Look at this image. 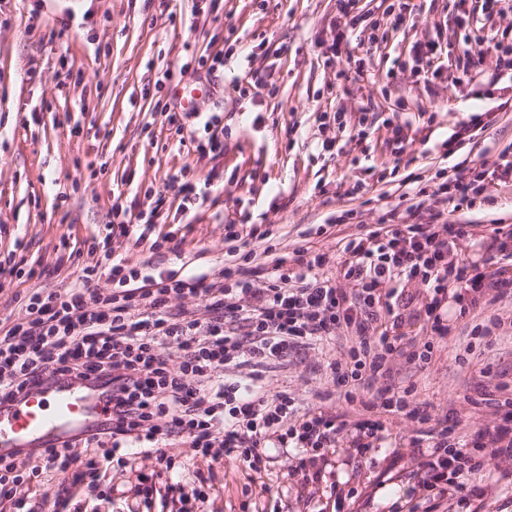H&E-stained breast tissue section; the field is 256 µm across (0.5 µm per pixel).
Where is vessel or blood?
Returning a JSON list of instances; mask_svg holds the SVG:
<instances>
[{
	"instance_id": "b4317fda",
	"label": "vessel or blood",
	"mask_w": 512,
	"mask_h": 512,
	"mask_svg": "<svg viewBox=\"0 0 512 512\" xmlns=\"http://www.w3.org/2000/svg\"><path fill=\"white\" fill-rule=\"evenodd\" d=\"M110 405L77 386L55 387L0 405V455L16 448H48L94 420L111 417Z\"/></svg>"
}]
</instances>
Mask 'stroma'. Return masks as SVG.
<instances>
[{
	"label": "stroma",
	"mask_w": 512,
	"mask_h": 512,
	"mask_svg": "<svg viewBox=\"0 0 512 512\" xmlns=\"http://www.w3.org/2000/svg\"><path fill=\"white\" fill-rule=\"evenodd\" d=\"M413 20L388 32L372 51L339 54L332 49L330 25L336 0H220L218 18L205 26H187L194 5L209 0H0V253H15L27 265L54 262L61 236L85 239L109 220L113 203L137 212L153 207L158 196L173 200L170 175L191 166L197 178L213 180V200L203 205L180 234L189 264L173 253L150 254L123 244L131 263L153 261L184 274L205 267L218 274L224 264V223L247 212L252 223L286 226L290 237L281 247L291 251V236L321 224L326 215L356 209L357 221L336 226L332 235L316 238L317 248L336 260L338 239L357 234L359 224L375 223L379 212L369 206L380 174L391 171L434 173V145L468 120L472 111L497 108L494 124L474 141L471 156L487 158L490 149L512 142V86L489 90L490 64H483L469 84L456 87L437 79L413 84L409 74L385 75L396 56L407 54L413 41L439 38L443 50L458 55L457 14L450 0H416ZM182 15L171 24L169 12ZM246 46L262 45L259 67L266 86L240 97L234 81L247 73L233 58L222 78L210 81V94L199 95L200 112H220L229 136L223 158L198 160L181 145L167 115L154 111L156 71L180 64L185 50L223 46L228 34ZM36 64L39 82L25 71ZM371 105L378 128L358 142L357 107ZM434 111L433 121L414 122L411 145L391 154L383 120L397 107ZM341 112L346 126L337 135L341 151L320 155L319 112ZM501 318L505 326L492 340L472 335L476 321ZM430 364L414 369L396 363V379L414 385V401L431 423L448 422L458 435L493 426L495 406L476 391L483 378L512 383V299L487 303L473 317L454 322L445 341H435ZM340 349L299 354L287 369L270 377L271 390L287 387L301 410L321 405L344 410L339 395L328 394L326 365ZM386 447L370 458L356 459L340 448L330 456L329 483L342 489L370 485L402 454L400 479L386 482L365 512H389L415 485V462L408 444L417 420L402 414L385 416ZM177 452L191 470L204 475L205 512H240L243 502L266 493L267 512H332L327 487L317 493L301 488L287 472L292 459H278L263 477H248L234 463ZM512 462L485 456L473 475L486 488L485 499L472 500V512H512V482L501 473ZM120 468L110 469L98 487H78L84 512H126L122 499H109L111 486L122 483Z\"/></svg>",
	"instance_id": "1"
}]
</instances>
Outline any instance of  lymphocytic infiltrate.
Instances as JSON below:
<instances>
[{"label": "lymphocytic infiltrate", "mask_w": 512, "mask_h": 512, "mask_svg": "<svg viewBox=\"0 0 512 512\" xmlns=\"http://www.w3.org/2000/svg\"><path fill=\"white\" fill-rule=\"evenodd\" d=\"M359 0H338L332 45L344 51L377 45L359 26ZM463 9L464 49L454 66L455 85L469 83L484 57L495 60L489 85L512 80V44L501 23L512 0H482L480 13ZM398 71L417 78L435 77L447 68L435 40L413 42L409 57L395 60ZM167 112L177 133L185 134L201 158L224 154V126L212 114L187 127L176 104L155 102ZM495 113H474L436 149L443 162L430 178L410 172L399 183L406 191L398 204L385 206L376 223L359 236L337 242L339 278L326 276V256L314 248L312 233L302 232L291 253H279L278 230L250 223L248 216L224 224V265L220 281L187 276L152 261L130 264L112 241L159 252L171 245L180 253L175 232L157 240L153 232L164 198L155 208L131 213L113 205L105 235L82 245L61 238L54 263L25 269L14 254L0 259V275L46 280L24 304V315L0 335V401H15L56 384L95 382L112 406V420L83 430L55 448H18L0 456V507L5 512H37L25 485L47 475L58 482L50 512H71L78 486L95 485L112 465H132L134 457L154 460L152 474L136 473L122 489L128 512L160 499L176 512H188L186 468L175 447L235 463L260 476L288 451H296L297 475L319 479L314 466L342 437L363 456L386 440L383 414L411 405L414 386L391 382L392 357L424 367L431 349L419 348L402 332L405 288L422 284L428 298L414 317L431 335L447 339L449 317H466L487 290L497 299L512 298V225L485 230L449 220L448 214L473 209L491 199L492 181L512 175V143L495 160L474 162L464 146L493 125ZM418 214L405 222L401 209ZM479 241L481 254L464 258L463 242ZM80 270L65 288L51 287L65 264ZM201 301L204 315L175 307L178 299ZM345 335L346 357L327 365L328 382L343 388L347 403L355 390L370 389L363 407L369 415L347 411L299 412L288 391L269 392L265 374L284 366L303 350H322ZM501 421L469 438L442 424L418 431L410 448L423 451L421 499L407 498L399 512H447L449 493L469 489L482 468L484 451L512 458V385L501 384Z\"/></svg>", "instance_id": "obj_1"}]
</instances>
